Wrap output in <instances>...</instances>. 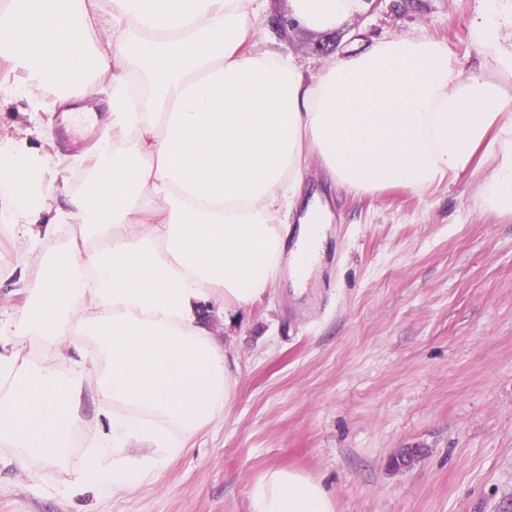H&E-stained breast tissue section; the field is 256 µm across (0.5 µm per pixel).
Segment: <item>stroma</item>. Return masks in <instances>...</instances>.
Masks as SVG:
<instances>
[{
	"label": "stroma",
	"instance_id": "1",
	"mask_svg": "<svg viewBox=\"0 0 512 512\" xmlns=\"http://www.w3.org/2000/svg\"><path fill=\"white\" fill-rule=\"evenodd\" d=\"M487 0H415L398 14L361 4L336 29L292 30L285 49L319 73L363 43L445 42L460 77L495 68L469 40ZM45 122L52 153L78 159L94 115ZM482 159L440 185L376 194L335 186L316 165L309 192L329 207L327 249L306 288L280 271L273 293L225 324L204 318L236 362L232 403L157 480L131 493L54 498L0 448V512H247L269 468L321 481L338 512H512V216L488 209Z\"/></svg>",
	"mask_w": 512,
	"mask_h": 512
}]
</instances>
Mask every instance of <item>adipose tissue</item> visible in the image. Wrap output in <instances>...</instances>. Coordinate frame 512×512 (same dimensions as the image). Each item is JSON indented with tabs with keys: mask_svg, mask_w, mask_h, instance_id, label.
Instances as JSON below:
<instances>
[{
	"mask_svg": "<svg viewBox=\"0 0 512 512\" xmlns=\"http://www.w3.org/2000/svg\"><path fill=\"white\" fill-rule=\"evenodd\" d=\"M266 2L0 0V89L103 102L112 134L78 192L58 187L50 151L0 140V217L47 251L0 275L26 298L0 316V446L21 470L64 467L95 413L57 497L135 490L222 417L234 364L204 311L248 310L299 251L318 266L330 212L301 202L309 160L368 194L432 187L481 151L496 160L483 200L512 214V55L462 79L444 42L392 37L310 76L278 46L247 52ZM359 2L289 0L287 24L330 30ZM69 219L80 231L58 245ZM336 509L320 481L273 467L248 512Z\"/></svg>",
	"mask_w": 512,
	"mask_h": 512,
	"instance_id": "adipose-tissue-1",
	"label": "adipose tissue"
}]
</instances>
